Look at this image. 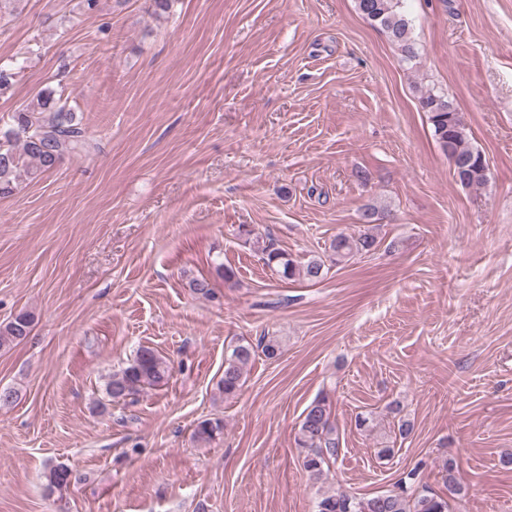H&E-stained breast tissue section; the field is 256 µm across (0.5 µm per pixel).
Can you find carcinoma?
I'll use <instances>...</instances> for the list:
<instances>
[{
    "label": "carcinoma",
    "instance_id": "1",
    "mask_svg": "<svg viewBox=\"0 0 512 512\" xmlns=\"http://www.w3.org/2000/svg\"><path fill=\"white\" fill-rule=\"evenodd\" d=\"M404 0H356L362 17L374 28L384 31L401 52L404 61L418 56L411 22L403 11ZM420 104L428 113L433 136L448 156L453 176L465 188H481L488 182V164L483 153L469 144L467 127L448 97L429 89L421 94ZM90 147L86 130L76 113L54 98L53 92L42 90L12 116V124L0 127V195L13 191L14 182L22 172L36 177L54 169L70 154H80ZM377 247V237L364 232L358 235L339 234L330 243L328 261L339 265L357 254L369 253ZM265 266L287 280L318 282L325 275V261L311 258L297 263L287 252L271 243L257 246ZM33 316L20 312L0 325V347L18 344L31 333ZM280 342L275 336H263L257 345L239 343L225 352L224 374L219 389L224 397L234 396L242 386L244 368L257 351L267 358L278 355ZM169 363L157 350L140 347L131 362L112 373L106 393L113 403H120L146 386L166 383ZM333 402L329 394L316 397L304 410L296 435V444L304 449L303 468L319 479L330 471L340 450V438L331 420ZM224 431V420L206 418L197 422L194 436L198 442L210 444ZM46 487L65 491L73 473L63 463L50 466L44 474ZM443 496L420 484V466L403 476L395 489L371 497H357L345 492L324 495L317 503V512H449L448 497L460 493L455 460L448 458L442 466Z\"/></svg>",
    "mask_w": 512,
    "mask_h": 512
}]
</instances>
